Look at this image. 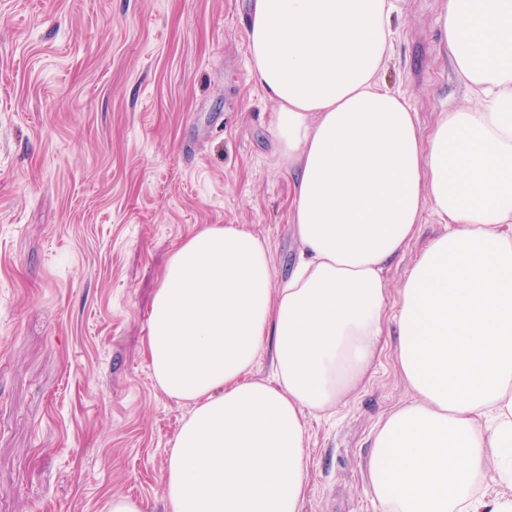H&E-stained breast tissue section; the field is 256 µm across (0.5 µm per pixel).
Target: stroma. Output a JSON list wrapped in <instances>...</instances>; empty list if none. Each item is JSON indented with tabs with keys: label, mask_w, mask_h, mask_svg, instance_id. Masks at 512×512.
I'll list each match as a JSON object with an SVG mask.
<instances>
[{
	"label": "stroma",
	"mask_w": 512,
	"mask_h": 512,
	"mask_svg": "<svg viewBox=\"0 0 512 512\" xmlns=\"http://www.w3.org/2000/svg\"><path fill=\"white\" fill-rule=\"evenodd\" d=\"M250 0H0V512H164L168 441L188 413L145 353L164 265L206 224L298 251L256 86ZM440 0H404L382 67L429 126L473 105L448 65ZM426 217L386 272L397 292ZM412 392L387 345L348 405L309 417L302 512H376L366 457Z\"/></svg>",
	"instance_id": "35a3bbf8"
}]
</instances>
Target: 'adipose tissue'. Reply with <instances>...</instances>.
<instances>
[{"label":"adipose tissue","instance_id":"adipose-tissue-1","mask_svg":"<svg viewBox=\"0 0 512 512\" xmlns=\"http://www.w3.org/2000/svg\"><path fill=\"white\" fill-rule=\"evenodd\" d=\"M401 0H252L253 80L278 105L299 252L235 224L172 253L148 322L157 388L188 406L165 512H299L307 417L345 405L397 336L412 400L372 436L377 512H512V0H441L475 106L422 128L381 67ZM445 224L396 297L384 274L425 215ZM273 353V377L253 369Z\"/></svg>","mask_w":512,"mask_h":512}]
</instances>
